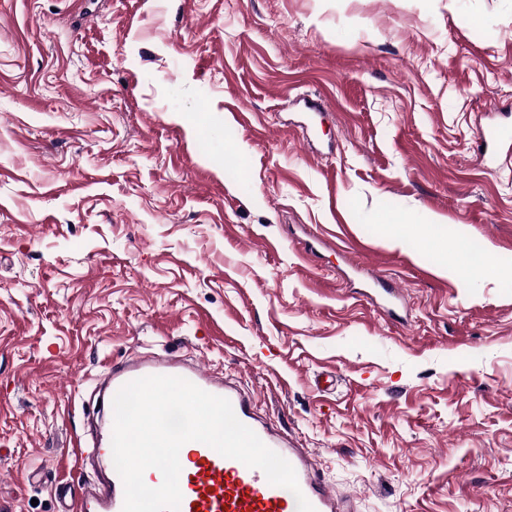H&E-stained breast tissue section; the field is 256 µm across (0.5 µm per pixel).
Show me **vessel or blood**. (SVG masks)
Masks as SVG:
<instances>
[{"label":"vessel or blood","mask_w":512,"mask_h":512,"mask_svg":"<svg viewBox=\"0 0 512 512\" xmlns=\"http://www.w3.org/2000/svg\"><path fill=\"white\" fill-rule=\"evenodd\" d=\"M508 142H512V126L496 125L482 133L477 148L485 152L490 146ZM155 375L181 377L208 393L228 399L239 421L292 465L300 487L294 493L272 485L261 470L224 457L197 441L188 457L193 469L186 484L180 487L179 512H298L297 498L301 495L315 512H346V503L321 477L311 458L258 417L253 396L224 382L200 364L170 355L138 353L113 367L111 388L116 391L132 380ZM112 434V428H105L92 448L74 444L76 460L103 461L106 474L102 481L84 483L78 494L65 500L62 512H123L124 485L113 464Z\"/></svg>","instance_id":"vessel-or-blood-1"}]
</instances>
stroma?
Segmentation results:
<instances>
[{
	"instance_id": "stroma-1",
	"label": "stroma",
	"mask_w": 512,
	"mask_h": 512,
	"mask_svg": "<svg viewBox=\"0 0 512 512\" xmlns=\"http://www.w3.org/2000/svg\"><path fill=\"white\" fill-rule=\"evenodd\" d=\"M504 121L512 0H0V512L87 480L136 351L251 391L351 512H512ZM462 235L492 260L445 275ZM512 142V126L509 124L496 125L482 133L477 141V148L485 155L490 145Z\"/></svg>"
}]
</instances>
